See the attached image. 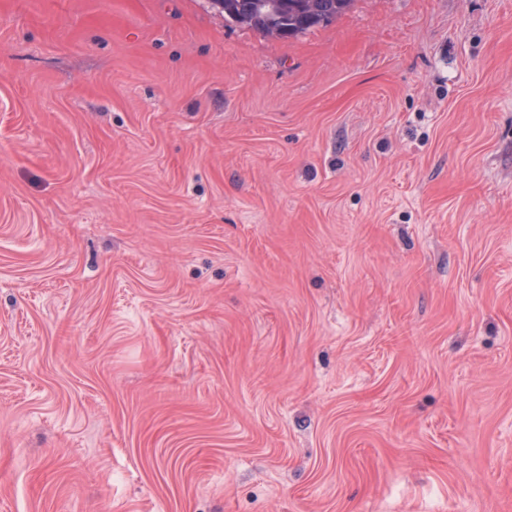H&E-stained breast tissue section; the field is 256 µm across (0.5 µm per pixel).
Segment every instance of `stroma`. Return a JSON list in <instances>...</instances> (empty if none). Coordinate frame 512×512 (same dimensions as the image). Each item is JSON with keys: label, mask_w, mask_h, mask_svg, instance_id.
I'll use <instances>...</instances> for the list:
<instances>
[{"label": "stroma", "mask_w": 512, "mask_h": 512, "mask_svg": "<svg viewBox=\"0 0 512 512\" xmlns=\"http://www.w3.org/2000/svg\"><path fill=\"white\" fill-rule=\"evenodd\" d=\"M0 512H512V0H0ZM226 23L290 39L334 22L355 0H212Z\"/></svg>", "instance_id": "obj_1"}]
</instances>
